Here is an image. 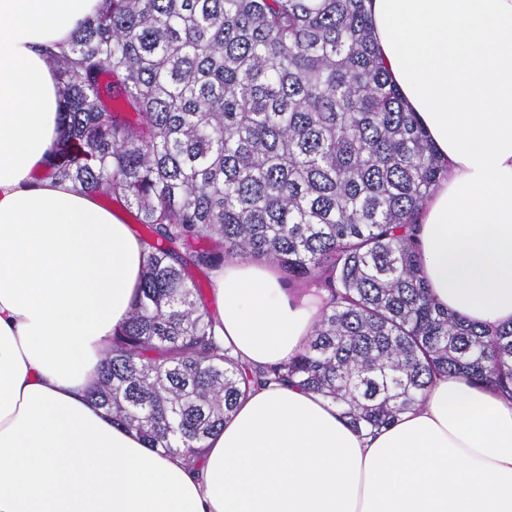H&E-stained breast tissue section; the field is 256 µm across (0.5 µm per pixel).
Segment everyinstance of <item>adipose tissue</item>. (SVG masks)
I'll return each instance as SVG.
<instances>
[{
    "label": "adipose tissue",
    "mask_w": 512,
    "mask_h": 512,
    "mask_svg": "<svg viewBox=\"0 0 512 512\" xmlns=\"http://www.w3.org/2000/svg\"><path fill=\"white\" fill-rule=\"evenodd\" d=\"M99 0H0V512H512V400L440 376L392 427L358 432L320 396L241 398L196 466L150 451L87 397L138 295L144 248L71 182L47 52ZM375 46L447 176L419 219L430 293L512 323V0H369ZM214 331L254 366L295 354L313 298L267 266L212 273Z\"/></svg>",
    "instance_id": "1"
}]
</instances>
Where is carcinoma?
Returning a JSON list of instances; mask_svg holds the SVG:
<instances>
[{"label":"carcinoma","mask_w":512,"mask_h":512,"mask_svg":"<svg viewBox=\"0 0 512 512\" xmlns=\"http://www.w3.org/2000/svg\"><path fill=\"white\" fill-rule=\"evenodd\" d=\"M49 64L62 135L44 176L140 225L139 294L91 398L148 448L198 457L270 382L358 432L396 424L440 376L512 397V325L466 323L422 275L418 217L447 170L366 0H102ZM236 258L324 293L286 361L251 367L214 334L187 270Z\"/></svg>","instance_id":"carcinoma-1"}]
</instances>
